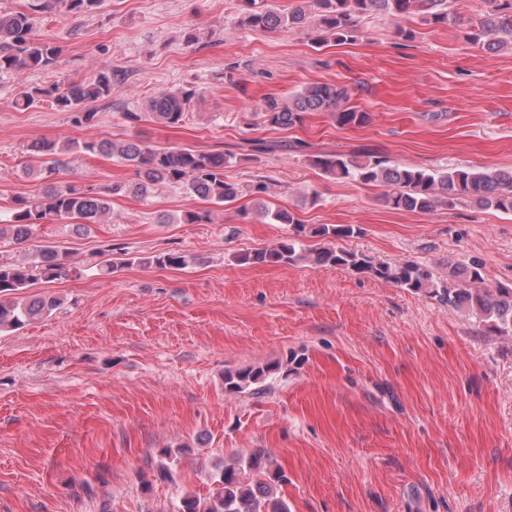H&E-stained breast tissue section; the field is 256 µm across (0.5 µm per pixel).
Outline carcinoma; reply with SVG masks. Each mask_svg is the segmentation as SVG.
Here are the masks:
<instances>
[{
  "instance_id": "obj_1",
  "label": "carcinoma",
  "mask_w": 512,
  "mask_h": 512,
  "mask_svg": "<svg viewBox=\"0 0 512 512\" xmlns=\"http://www.w3.org/2000/svg\"><path fill=\"white\" fill-rule=\"evenodd\" d=\"M237 26L248 32H270L281 28L315 33L319 44L352 41L362 32L363 22L375 15L402 18L416 15L426 25L448 22V0H309L310 6L297 5L287 12L268 0H238ZM484 9L473 22L467 39L482 50L495 54L512 50V0H482ZM102 0H26L24 8L0 11V73H20L53 65L59 48L34 32L37 14L65 12L92 13ZM112 96V73L98 71L51 90L29 88L20 92L13 106L26 110L47 101L70 113L75 127L96 121L97 112L86 108L90 102L107 101ZM200 93L195 88L161 90L145 104V112L158 124L176 127ZM351 93L342 85L315 83L297 91L288 101L268 97L258 105L254 116L272 130H288L302 124L305 114L324 112L341 127L362 126L370 114L350 104ZM38 165L25 172L47 179L58 170L60 156L78 153L111 156L136 168L138 181L114 184L105 192L81 190L68 183L54 182L37 197L17 196L12 201L10 219L0 224V242H27L34 226L46 221L70 220L79 226L103 224L112 220L111 197L132 193L148 198L159 188L177 185L187 194L223 206L247 194L254 202V215L263 221L294 226L295 235L343 239L360 228L352 224H320L310 229L293 213L274 207L268 197L271 187L265 181L247 186L226 180L224 168L234 159L231 153L205 152L188 148L151 147L141 141L91 140L41 141L33 144ZM309 163L336 180H352L386 188L385 202L397 210L430 213L444 205H465L473 209H493L512 214V170L463 167L422 169L392 162L375 151L350 154L322 153L308 156ZM195 258L181 252L147 257H109L99 271L104 275L120 265L138 262L184 268ZM241 264L310 263L317 266L346 267L357 274L391 282L410 292L431 294L448 306L463 311L494 333L512 330V286L491 287L483 264L448 265V275L436 277L424 266L410 260L388 262L335 246L306 248L297 240L280 242L273 248L237 256ZM73 270L66 256L52 247L36 251L29 262L0 259V334L51 315L62 305L55 296L30 298L25 289L33 281L51 282ZM302 360L291 356L284 362L245 367L224 372V390L230 393L263 391L268 380L288 376ZM288 483L283 469L269 453L256 449L224 464L212 477L214 488L208 497L184 494L177 512H290L279 489Z\"/></svg>"
}]
</instances>
